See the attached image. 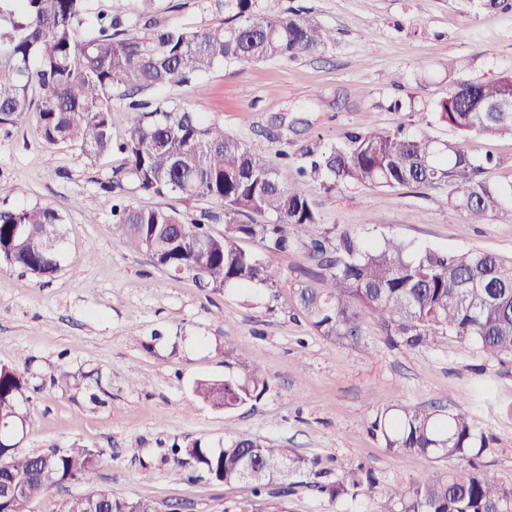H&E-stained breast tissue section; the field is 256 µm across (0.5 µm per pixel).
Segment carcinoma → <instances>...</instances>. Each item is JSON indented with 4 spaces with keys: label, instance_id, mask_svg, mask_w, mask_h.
<instances>
[{
    "label": "carcinoma",
    "instance_id": "cac0c4a2",
    "mask_svg": "<svg viewBox=\"0 0 512 512\" xmlns=\"http://www.w3.org/2000/svg\"><path fill=\"white\" fill-rule=\"evenodd\" d=\"M144 32L132 34L118 17L90 16L89 0H0V127L17 125L35 111L41 139L89 155L114 150L126 164L115 171L153 196L206 197L222 214L202 211L184 218L174 210L112 204L113 232L127 247L146 251L176 278L188 277L204 290L274 288L282 272L265 256L301 243L317 270H301L289 281L316 334L357 344L362 325L374 319L396 346L431 347L451 335L512 362V259L468 251L448 254L413 250L395 237L380 243L342 234L329 236L313 200L301 188L315 182L326 192L342 184L378 189L448 187L447 203L469 223L512 224V195L492 180L494 159L470 156L462 140L471 134L512 139V113L489 112L512 99V73L490 81L461 78L437 103L435 119L457 139L439 142L400 124L394 129L348 136L320 153L303 150L295 180L279 179L276 164L224 125L166 101L135 96L175 78L189 79L218 65L294 58L319 51L332 32L298 12L258 17L257 0H224L228 25L205 32L156 26L157 0H139ZM129 99L126 136L112 139V100ZM272 220H267V217ZM224 222L216 234L211 225ZM63 217L51 207L0 211V266L18 267L37 278L60 269ZM248 238L263 252L244 250ZM26 380L0 366V481L22 483L28 495L0 497V512H31L46 489L74 479L90 481L103 461L100 450L74 445L21 454L5 437L17 420ZM268 382L252 368L239 378L196 383L195 394L226 411L260 399ZM370 431L388 452H420L457 465L423 482L379 487L360 465L343 478L315 483L330 500L365 494L375 512H512V486H503L475 459L486 448L468 416L441 414L399 401L376 410ZM176 462L210 479L246 481L257 497L285 495L294 483L275 485L306 472L313 461L292 448L237 438L220 449L199 440L174 445ZM102 512H162L153 500L108 494Z\"/></svg>",
    "mask_w": 512,
    "mask_h": 512
}]
</instances>
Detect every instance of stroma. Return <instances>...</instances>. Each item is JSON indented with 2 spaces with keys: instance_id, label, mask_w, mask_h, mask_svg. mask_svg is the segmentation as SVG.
<instances>
[{
  "instance_id": "obj_1",
  "label": "stroma",
  "mask_w": 512,
  "mask_h": 512,
  "mask_svg": "<svg viewBox=\"0 0 512 512\" xmlns=\"http://www.w3.org/2000/svg\"><path fill=\"white\" fill-rule=\"evenodd\" d=\"M297 11L332 32L318 53L217 66L146 91L144 100L219 121L271 157L280 144L262 131L275 115L304 121L292 154L414 121L435 140L455 139L432 112L457 78L512 73V0L468 13L460 0H258L256 9L262 17ZM157 18L202 32L224 26L229 14L222 0H159ZM463 148L474 157L493 153L495 181L512 188V139L472 135ZM122 163L116 152L46 146L32 114L0 129V184L8 189L0 211L48 206L64 218L56 274L0 268V365L27 380L13 441L23 454L76 443L104 452L92 481L47 489L31 512H54L62 497L99 490L177 512H272L273 498L254 497L246 484L189 479L169 450L197 439L214 448L239 437L293 448L335 478L363 463L384 484L425 480L446 462L391 455L369 431L377 406L396 399L467 414L488 442L480 468L512 485V363L450 335L425 351L395 348L370 319L359 344H334L316 334L288 286L204 291L174 279L112 233L107 186ZM306 192L338 234L512 257V224L468 223L447 204L444 186L347 184L327 194L310 184ZM121 194L134 206L183 214L220 209L208 198L152 196L128 181ZM246 364L270 385L254 405L227 412L195 396L197 381L241 375ZM60 370L70 375L64 388L51 382ZM281 501L286 512L374 510L368 496L333 501L306 484Z\"/></svg>"
}]
</instances>
